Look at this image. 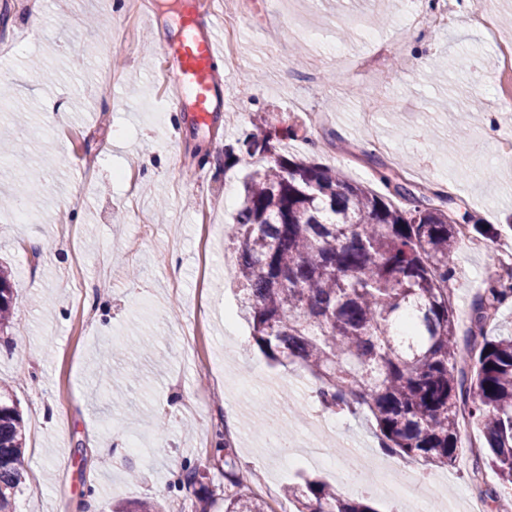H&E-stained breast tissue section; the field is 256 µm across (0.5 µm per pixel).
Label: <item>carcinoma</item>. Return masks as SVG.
Masks as SVG:
<instances>
[{"mask_svg": "<svg viewBox=\"0 0 512 512\" xmlns=\"http://www.w3.org/2000/svg\"><path fill=\"white\" fill-rule=\"evenodd\" d=\"M295 136L258 113L252 129L224 145V169L242 154L264 164L247 174L225 241L236 252L240 313L251 338L273 364L306 370L325 408H367L384 451L448 466L462 451L458 408L482 433L483 465L512 501V336L485 327L508 299L512 277L487 281L473 302L472 373L458 367L460 351L449 283L456 277L457 222L431 198L410 189L398 168L376 162L377 192L314 158H296L277 144ZM405 202L400 207L393 202ZM13 272L0 265V333L11 328ZM26 450L22 415L0 385V512H15L18 468ZM224 480L237 487V462L224 445ZM205 477L186 466L177 483ZM293 512H377L363 497L346 498L315 481L288 487ZM116 512H168L145 499ZM224 512H267L238 490L224 495Z\"/></svg>", "mask_w": 512, "mask_h": 512, "instance_id": "cac0c4a2", "label": "carcinoma"}]
</instances>
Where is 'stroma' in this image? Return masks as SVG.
<instances>
[{"label": "stroma", "instance_id": "stroma-1", "mask_svg": "<svg viewBox=\"0 0 512 512\" xmlns=\"http://www.w3.org/2000/svg\"><path fill=\"white\" fill-rule=\"evenodd\" d=\"M0 0V263L14 271L12 333L0 337V380L20 403L27 435L25 512H111L164 499L171 512H224L228 435L244 489L269 512L312 477L377 512H465L498 490L462 452L448 467L385 455L407 498L351 479L375 455L366 411L327 409L307 373L272 365L236 313L235 254L224 226L259 165L224 167V145L256 112L297 131L289 154L312 156L369 187V156L403 164L407 181L444 192L449 215L498 225L455 255L457 321L512 250V112L500 107L495 43L471 25L480 5L512 42V0H450L448 25L423 17L436 0H238L236 65L222 75L230 115L198 125L166 109L160 50L178 36L166 0ZM40 61L55 78L43 82ZM37 191H30V183ZM262 408L288 432L271 447L253 425ZM356 451L339 458L336 445ZM204 463L211 495L175 487Z\"/></svg>", "mask_w": 512, "mask_h": 512}]
</instances>
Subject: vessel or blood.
I'll list each match as a JSON object with an SVG mask.
<instances>
[{
	"label": "vessel or blood",
	"instance_id": "vessel-or-blood-1",
	"mask_svg": "<svg viewBox=\"0 0 512 512\" xmlns=\"http://www.w3.org/2000/svg\"><path fill=\"white\" fill-rule=\"evenodd\" d=\"M217 43L215 22L202 20L195 0H188L177 39L161 49L172 88L167 99L169 111H190L192 121L201 124L212 113L223 111L225 84L212 67L219 54Z\"/></svg>",
	"mask_w": 512,
	"mask_h": 512
}]
</instances>
